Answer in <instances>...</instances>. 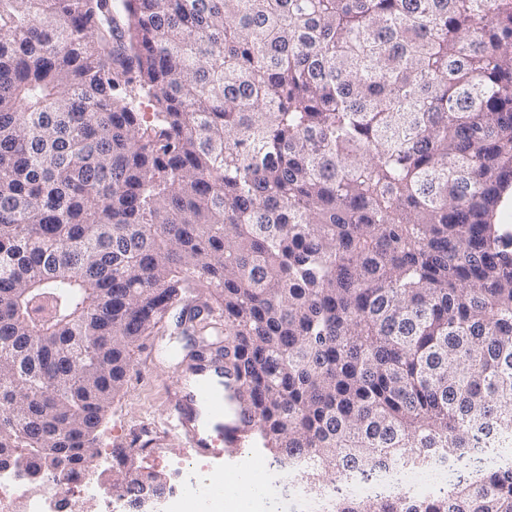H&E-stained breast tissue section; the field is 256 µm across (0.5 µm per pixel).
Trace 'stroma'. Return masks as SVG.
I'll use <instances>...</instances> for the list:
<instances>
[{
    "label": "stroma",
    "instance_id": "stroma-1",
    "mask_svg": "<svg viewBox=\"0 0 512 512\" xmlns=\"http://www.w3.org/2000/svg\"><path fill=\"white\" fill-rule=\"evenodd\" d=\"M157 341V336H146L133 348L124 387L106 412L97 435L100 458H108L116 448L131 451L127 469L112 468L113 479L123 478L129 469L140 474L152 472L164 477L172 489L189 470L205 473L220 468L231 476L269 464L262 449L245 448L242 456L220 464L206 458H187L182 448L174 445L164 448L156 444L154 426L170 402L176 375L173 362L149 359L148 348Z\"/></svg>",
    "mask_w": 512,
    "mask_h": 512
}]
</instances>
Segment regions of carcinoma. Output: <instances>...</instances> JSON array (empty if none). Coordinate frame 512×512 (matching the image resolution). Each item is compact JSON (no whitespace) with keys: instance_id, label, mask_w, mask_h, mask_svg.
<instances>
[{"instance_id":"cac0c4a2","label":"carcinoma","mask_w":512,"mask_h":512,"mask_svg":"<svg viewBox=\"0 0 512 512\" xmlns=\"http://www.w3.org/2000/svg\"><path fill=\"white\" fill-rule=\"evenodd\" d=\"M511 191L512 0H0V465L90 470L171 317L311 494L496 453ZM326 512H512V468Z\"/></svg>"}]
</instances>
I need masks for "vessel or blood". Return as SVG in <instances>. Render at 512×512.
Here are the masks:
<instances>
[{
    "label": "vessel or blood",
    "instance_id": "obj_1",
    "mask_svg": "<svg viewBox=\"0 0 512 512\" xmlns=\"http://www.w3.org/2000/svg\"><path fill=\"white\" fill-rule=\"evenodd\" d=\"M172 393L175 402L162 421L161 440L177 439L202 457L241 453V433L251 416L241 410L236 386L224 378L220 362L207 355L182 370Z\"/></svg>",
    "mask_w": 512,
    "mask_h": 512
}]
</instances>
